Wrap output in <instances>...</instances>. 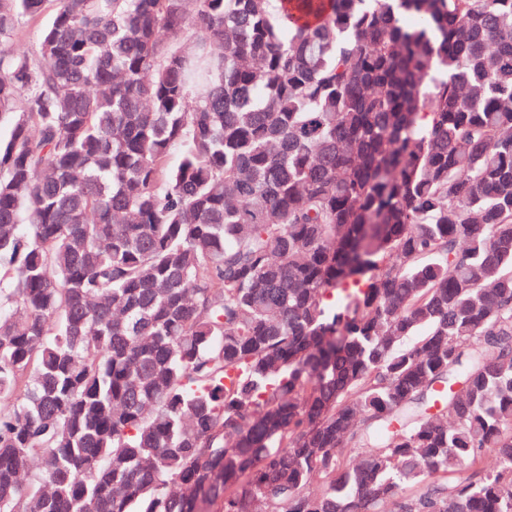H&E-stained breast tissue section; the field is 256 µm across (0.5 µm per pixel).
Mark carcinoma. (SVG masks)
Returning <instances> with one entry per match:
<instances>
[{
    "mask_svg": "<svg viewBox=\"0 0 512 512\" xmlns=\"http://www.w3.org/2000/svg\"><path fill=\"white\" fill-rule=\"evenodd\" d=\"M2 120L0 512H512V0H0ZM46 21V14L34 19L30 17L20 18L13 35L16 48L27 54L35 55L39 45L41 29Z\"/></svg>",
    "mask_w": 512,
    "mask_h": 512,
    "instance_id": "cac0c4a2",
    "label": "carcinoma"
}]
</instances>
